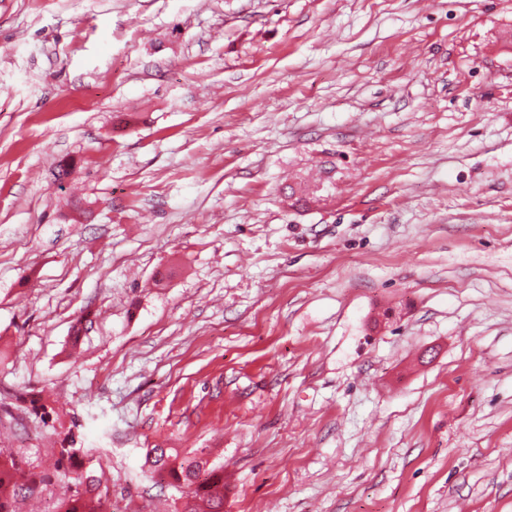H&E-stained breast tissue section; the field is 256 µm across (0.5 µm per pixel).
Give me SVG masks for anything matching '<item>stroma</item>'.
<instances>
[{
    "mask_svg": "<svg viewBox=\"0 0 512 512\" xmlns=\"http://www.w3.org/2000/svg\"><path fill=\"white\" fill-rule=\"evenodd\" d=\"M69 434L108 512H512V0H0L16 512ZM146 462L154 473L168 477L171 484L185 489L188 500L183 512H224V474L211 470L205 481H199L207 461L197 457L184 458L178 466H173L163 448H152L147 453Z\"/></svg>",
    "mask_w": 512,
    "mask_h": 512,
    "instance_id": "obj_1",
    "label": "stroma"
}]
</instances>
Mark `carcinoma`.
<instances>
[{
  "label": "carcinoma",
  "instance_id": "obj_1",
  "mask_svg": "<svg viewBox=\"0 0 512 512\" xmlns=\"http://www.w3.org/2000/svg\"><path fill=\"white\" fill-rule=\"evenodd\" d=\"M82 452L81 448L59 449L58 462L67 460L72 463L71 469L64 471L63 476L74 485L72 494L61 501L60 512H104L98 480L74 466ZM146 462L153 472L168 477L171 483L185 489L187 502L184 512H224V475L213 470L205 481H199L206 466L203 459L185 458L173 466L164 449L152 448L147 453ZM19 487L17 463L12 459H0V512H14V494Z\"/></svg>",
  "mask_w": 512,
  "mask_h": 512
}]
</instances>
